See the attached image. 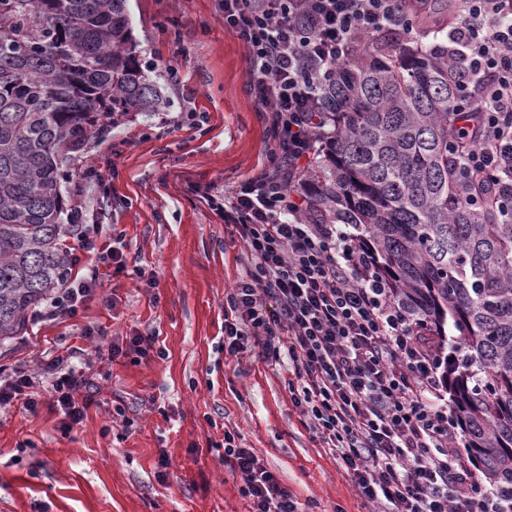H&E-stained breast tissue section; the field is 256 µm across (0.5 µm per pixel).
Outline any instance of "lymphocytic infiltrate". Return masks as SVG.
Masks as SVG:
<instances>
[{"label":"lymphocytic infiltrate","instance_id":"obj_1","mask_svg":"<svg viewBox=\"0 0 512 512\" xmlns=\"http://www.w3.org/2000/svg\"><path fill=\"white\" fill-rule=\"evenodd\" d=\"M444 50L462 94L453 111L474 122L454 128L466 147L464 175L476 194L512 214V0H457ZM224 25L243 42L249 93L266 114L268 163L203 202L241 239L245 279L228 294L224 348L250 338L284 357L291 399L316 441L335 455L360 496L388 512H501L478 488L457 446V423L441 402L437 355L418 318L397 300L372 255L346 225L313 224L302 174L329 136L319 104L336 66L386 29L411 33L405 0H224ZM97 273L71 283L42 319L75 318ZM53 398L80 423L83 371L48 363ZM224 464L238 474L249 512H301L293 493L260 465L236 433L224 434Z\"/></svg>","mask_w":512,"mask_h":512}]
</instances>
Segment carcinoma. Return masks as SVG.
Listing matches in <instances>:
<instances>
[{"label": "carcinoma", "instance_id": "obj_1", "mask_svg": "<svg viewBox=\"0 0 512 512\" xmlns=\"http://www.w3.org/2000/svg\"><path fill=\"white\" fill-rule=\"evenodd\" d=\"M388 30L336 68L335 126L307 179L315 224H356L424 333L466 349L442 380L465 449L512 502V221L472 204L448 149L464 116L448 58ZM163 100L131 40L127 0H0V347L64 285L73 213L67 156L127 112Z\"/></svg>", "mask_w": 512, "mask_h": 512}]
</instances>
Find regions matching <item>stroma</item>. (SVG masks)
Here are the masks:
<instances>
[{
  "label": "stroma",
  "instance_id": "1",
  "mask_svg": "<svg viewBox=\"0 0 512 512\" xmlns=\"http://www.w3.org/2000/svg\"><path fill=\"white\" fill-rule=\"evenodd\" d=\"M219 0H128L142 69L168 105L132 112L67 161L78 202L124 272L82 255L100 286L65 322L30 318L0 348V375L37 371V408L0 406V512H248L224 465L235 429L303 512H369L318 448L288 389L287 359L245 343L224 351V305L245 276L232 226L187 190L221 194L267 162L265 118L248 92L241 40ZM157 337L150 358H112L113 340ZM75 356L91 402L66 426L48 360ZM168 468H160V459Z\"/></svg>",
  "mask_w": 512,
  "mask_h": 512
}]
</instances>
